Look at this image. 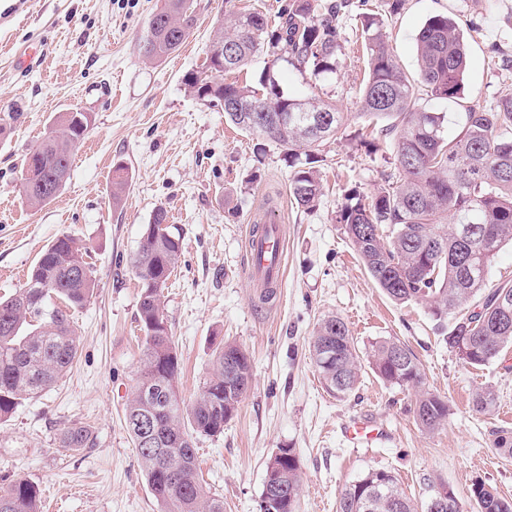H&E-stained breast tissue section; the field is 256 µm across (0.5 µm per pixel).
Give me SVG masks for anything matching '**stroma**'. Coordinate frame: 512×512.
Instances as JSON below:
<instances>
[{
  "label": "stroma",
  "mask_w": 512,
  "mask_h": 512,
  "mask_svg": "<svg viewBox=\"0 0 512 512\" xmlns=\"http://www.w3.org/2000/svg\"><path fill=\"white\" fill-rule=\"evenodd\" d=\"M287 0H193L186 43L146 60L140 40L164 0H0V297L15 293L41 250L62 234L87 248L96 289L71 309L80 346L66 375L0 421V488L17 478L38 486L60 512H160L124 425L143 351L139 288L132 265L153 210L164 207L182 239L178 267L163 290L164 312L181 356L176 385L194 400L220 341L244 348L252 386L216 437L196 442L207 490L224 512H259L266 461L295 449L302 469L298 512H337L342 490L373 469L397 478L416 507L440 489L460 512H478L469 494L483 481L512 499V458L494 447L512 433V348L486 366H466L444 341L427 302L398 304L370 276L336 214L345 190L374 195L395 167L393 145L360 143L358 118L365 63L357 51L360 12L380 22L400 66L416 74V37L430 17L453 18L469 45L464 89L455 98L423 97L419 108L445 117L460 132L467 107L512 95V0H368L343 14L336 73L315 78L285 60L259 55L247 76L272 66L283 92L336 102L351 119L325 141L319 169L324 195L311 212L289 195L290 170L274 144L257 152L252 136L222 109L183 84L200 70L227 8L262 6L277 13ZM91 113L93 125L72 151L70 175L50 202L34 207L21 190L27 154L59 113ZM129 173L112 195L115 164ZM273 221L286 230L285 270L276 297L262 299L246 273L251 225ZM344 320L358 350L379 338L406 344L425 387L449 405L432 432L415 421L414 390L384 383L362 368L350 395L323 388L309 354L319 321ZM492 388L491 410L473 400ZM382 427L388 441L355 448L344 438L354 418ZM90 428L94 444L70 450L58 437L69 423Z\"/></svg>",
  "instance_id": "35a3bbf8"
}]
</instances>
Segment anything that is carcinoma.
<instances>
[{
    "label": "carcinoma",
    "mask_w": 512,
    "mask_h": 512,
    "mask_svg": "<svg viewBox=\"0 0 512 512\" xmlns=\"http://www.w3.org/2000/svg\"><path fill=\"white\" fill-rule=\"evenodd\" d=\"M192 0H165L140 52L157 60L177 51L192 28ZM350 0H288L271 22L253 8L224 15V72L246 66L262 53L288 54V63L314 76L336 72L340 50L337 18ZM368 78L359 102L360 115L383 123L378 134L393 141L396 172L367 198L355 190L344 196L337 222L345 225L362 263L386 295L398 304L429 301L431 314L452 321L446 343L459 359L482 367L512 346V285L492 289L480 312L457 315L486 287L498 252L512 244V96L490 108L470 107L462 130L450 138L444 117L416 106L422 95L440 99L459 95L467 48L455 20L430 17L416 39L417 78L411 79L390 51L378 21L362 23ZM224 99V116L251 136L279 147L293 168L289 193L295 205L314 210L323 196L318 148L338 135L347 116L333 102L284 94L270 69L257 83H226L215 90ZM93 124L88 112H62L47 136L28 154L24 170L28 203L54 197L69 176L73 147ZM128 182L118 165L112 196ZM389 228L391 241L383 239ZM180 235L158 206L133 258L139 280L138 321L144 350L133 398L124 412L125 428L139 464L161 506V512H224V501L204 489L196 465L195 440L214 437L236 413L252 383L248 354L235 343L215 350L211 372L190 405L178 394L179 359L172 336L165 332L162 290L178 267ZM87 249L61 235L42 251L26 283L0 299V420L11 416L32 395L53 386L69 371L79 340L69 311L92 296L96 283ZM310 357L328 393L344 397L358 384L361 363L346 323L323 318L309 345ZM367 361L383 381L417 391L414 416L427 432L448 419V403L422 387L414 354L393 340L370 344ZM140 418L154 431L135 427ZM62 448H89L90 429L71 423L59 435ZM266 470L288 487V510L297 512L302 471L295 449L282 448L268 459ZM470 497L479 512H512V502L476 481ZM0 512H41L38 488L18 478L0 490ZM337 512H415L395 476L375 469L342 491Z\"/></svg>",
    "instance_id": "1"
}]
</instances>
